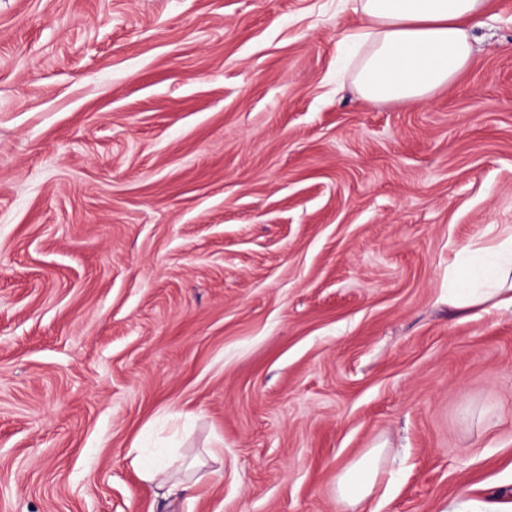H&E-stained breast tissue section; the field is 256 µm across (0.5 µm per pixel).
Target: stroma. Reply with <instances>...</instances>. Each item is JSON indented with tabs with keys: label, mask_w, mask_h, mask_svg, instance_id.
<instances>
[{
	"label": "stroma",
	"mask_w": 512,
	"mask_h": 512,
	"mask_svg": "<svg viewBox=\"0 0 512 512\" xmlns=\"http://www.w3.org/2000/svg\"><path fill=\"white\" fill-rule=\"evenodd\" d=\"M485 21L375 102L338 0H0V512H346L380 445L355 512L512 503V311L448 304L512 224V0ZM384 451L383 446L372 448L338 475L336 492L341 500L360 505L373 495L384 475L380 465ZM142 478L148 483H155L157 488H163L167 484L184 485L186 482V470L181 462L172 459L166 465L142 463Z\"/></svg>",
	"instance_id": "obj_1"
}]
</instances>
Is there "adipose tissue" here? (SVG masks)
Wrapping results in <instances>:
<instances>
[{"label": "adipose tissue", "instance_id": "ef3b65f1", "mask_svg": "<svg viewBox=\"0 0 512 512\" xmlns=\"http://www.w3.org/2000/svg\"><path fill=\"white\" fill-rule=\"evenodd\" d=\"M361 16L338 42L353 53L352 84L373 101H424L450 86L475 62L473 32L487 0H350ZM512 298V225H489L485 240L448 260V303L467 312ZM383 447L371 449L337 477L349 504L366 502L381 482Z\"/></svg>", "mask_w": 512, "mask_h": 512}]
</instances>
